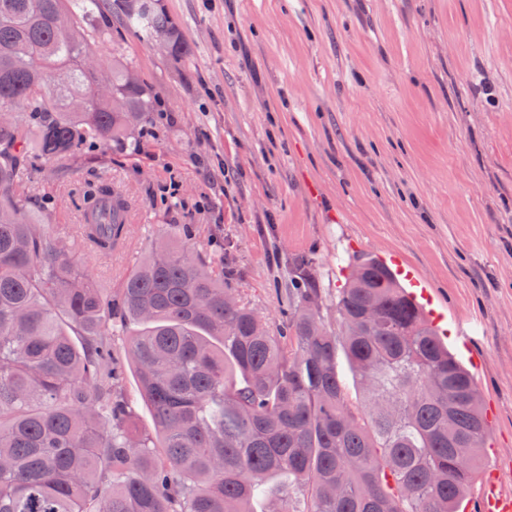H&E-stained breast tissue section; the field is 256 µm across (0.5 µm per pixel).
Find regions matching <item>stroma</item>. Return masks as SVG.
Listing matches in <instances>:
<instances>
[{"label":"stroma","mask_w":512,"mask_h":512,"mask_svg":"<svg viewBox=\"0 0 512 512\" xmlns=\"http://www.w3.org/2000/svg\"><path fill=\"white\" fill-rule=\"evenodd\" d=\"M191 52L124 37L166 103L135 153L28 172L68 235L88 183L129 205L131 234L80 265L113 291L170 224L231 271L271 325L305 253L332 307L345 267L398 255L470 368L489 424L483 470L512 486V0H160ZM177 199L164 198L169 183Z\"/></svg>","instance_id":"35a3bbf8"}]
</instances>
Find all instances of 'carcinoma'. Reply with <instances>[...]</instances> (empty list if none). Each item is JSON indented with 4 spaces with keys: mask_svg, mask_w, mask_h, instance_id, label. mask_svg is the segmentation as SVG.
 <instances>
[{
    "mask_svg": "<svg viewBox=\"0 0 512 512\" xmlns=\"http://www.w3.org/2000/svg\"><path fill=\"white\" fill-rule=\"evenodd\" d=\"M124 30L163 33L189 53L151 0H120ZM122 34L102 0H0V512H459L488 436L480 396L416 301L364 257L321 317L313 258L288 262L277 331L226 286V273L179 247L172 225L108 293L81 250L125 249V196L88 191L65 241L21 190L39 163L118 144L154 94L128 76ZM95 43L112 56L91 61ZM154 428L131 425L114 333ZM356 376L353 405L338 370Z\"/></svg>",
    "mask_w": 512,
    "mask_h": 512,
    "instance_id": "obj_1",
    "label": "carcinoma"
}]
</instances>
